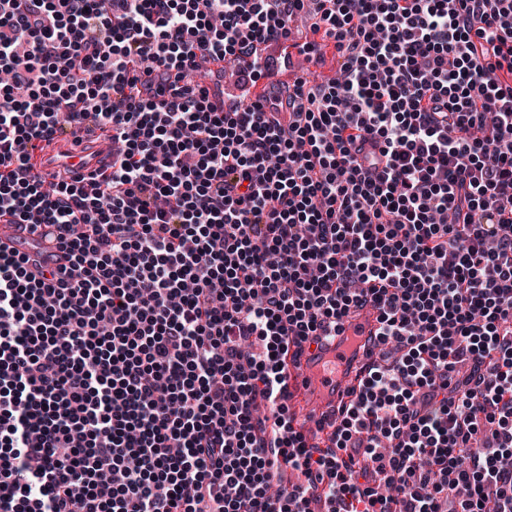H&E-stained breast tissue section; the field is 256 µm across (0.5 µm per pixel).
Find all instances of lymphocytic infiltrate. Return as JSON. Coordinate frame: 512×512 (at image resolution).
Masks as SVG:
<instances>
[{"label":"lymphocytic infiltrate","mask_w":512,"mask_h":512,"mask_svg":"<svg viewBox=\"0 0 512 512\" xmlns=\"http://www.w3.org/2000/svg\"><path fill=\"white\" fill-rule=\"evenodd\" d=\"M302 13L288 117L187 83ZM0 69V218L69 263L0 250V512H512V0H0ZM67 127L110 176H33ZM368 304L402 357L307 444L288 349Z\"/></svg>","instance_id":"lymphocytic-infiltrate-1"}]
</instances>
